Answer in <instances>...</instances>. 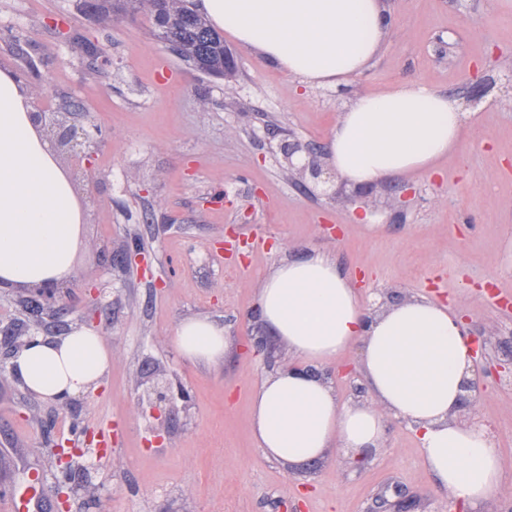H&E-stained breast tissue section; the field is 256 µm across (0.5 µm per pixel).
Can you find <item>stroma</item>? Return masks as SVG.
Instances as JSON below:
<instances>
[{
    "mask_svg": "<svg viewBox=\"0 0 512 512\" xmlns=\"http://www.w3.org/2000/svg\"><path fill=\"white\" fill-rule=\"evenodd\" d=\"M382 2L393 22L347 85L306 84L228 36L237 61L229 92L166 51L143 16L101 26L80 0H0V31L19 37L42 77L32 110L56 111L71 96L103 132L92 178L78 186L84 223L64 299L69 325L99 330L110 354L103 382L68 408L0 374L1 473L20 480L35 462L51 482V448L77 414L91 427L117 420L122 428L112 459L90 472L97 500L75 494L70 512H283L295 501L301 512H455V498L422 465L416 431L372 401L364 377L345 376L359 349L322 373L344 401L371 402L385 417V436L363 469L333 447L314 466L268 458L250 428L253 390L285 367L254 352L266 333L253 316L258 290L277 262L314 249L336 258L368 308L392 307V292L424 296L447 305L471 336L490 338L487 357L512 352V0ZM74 36L98 46V72L72 52ZM162 64L177 73L176 85L158 80ZM416 80L475 112L462 158L442 160L431 176L373 183L370 209L335 178L326 195L301 193L271 126L324 144L357 98ZM397 185L405 197H395ZM148 212L159 222L144 223ZM134 236L149 271L105 267L103 255ZM188 318L223 325V361L195 365L176 354L172 338ZM159 371L185 397L154 445L165 412L152 409L143 378ZM475 408L512 476V385L485 379Z\"/></svg>",
    "mask_w": 512,
    "mask_h": 512,
    "instance_id": "1",
    "label": "stroma"
}]
</instances>
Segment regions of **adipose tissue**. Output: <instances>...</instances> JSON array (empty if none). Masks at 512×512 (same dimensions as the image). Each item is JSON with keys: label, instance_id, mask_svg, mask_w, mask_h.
<instances>
[{"label": "adipose tissue", "instance_id": "adipose-tissue-1", "mask_svg": "<svg viewBox=\"0 0 512 512\" xmlns=\"http://www.w3.org/2000/svg\"><path fill=\"white\" fill-rule=\"evenodd\" d=\"M191 7L288 74L328 87L362 73L389 26L381 0H191ZM472 121L447 94L400 83L348 108L329 135L331 161L355 186L431 175L440 161L460 154ZM81 222L75 185L35 127L25 86L0 68V290L67 285ZM257 303L262 323L295 362L252 395V434L268 456L300 464L335 446L355 465L380 443L386 425L379 414L342 401L306 373L357 346L371 396L418 429L421 461L440 490L476 504L511 479L487 434L457 418L473 358L468 334L448 307L422 297L369 316L361 292L319 250L275 265ZM173 344L184 360L216 363L224 358V327L189 318L178 324ZM109 367L98 334L75 327L36 337L15 356L13 375L54 400L97 388Z\"/></svg>", "mask_w": 512, "mask_h": 512}]
</instances>
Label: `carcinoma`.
<instances>
[{
  "instance_id": "cac0c4a2",
  "label": "carcinoma",
  "mask_w": 512,
  "mask_h": 512,
  "mask_svg": "<svg viewBox=\"0 0 512 512\" xmlns=\"http://www.w3.org/2000/svg\"><path fill=\"white\" fill-rule=\"evenodd\" d=\"M82 6L90 19L100 23L112 21V15L119 11L147 16L151 21L153 35L161 43L171 44L178 58L204 74L222 78L225 70L234 68V63L225 53L224 38L185 7L183 0H82ZM0 37L14 41L15 55L21 60L22 74L31 78L32 89H38L39 81L34 65L27 60L21 43L9 33H3ZM73 49L82 56L87 69L94 72L99 70V51L94 45L77 41L73 44ZM58 111L81 117L88 109L82 101L68 97L59 103ZM47 304V299L37 295L19 300L25 319L0 323V337L9 342L17 336L25 335L27 321L33 316L41 317L46 314ZM57 479L62 484L78 483L87 500L96 501L97 487L89 475L71 469L57 472Z\"/></svg>"
}]
</instances>
